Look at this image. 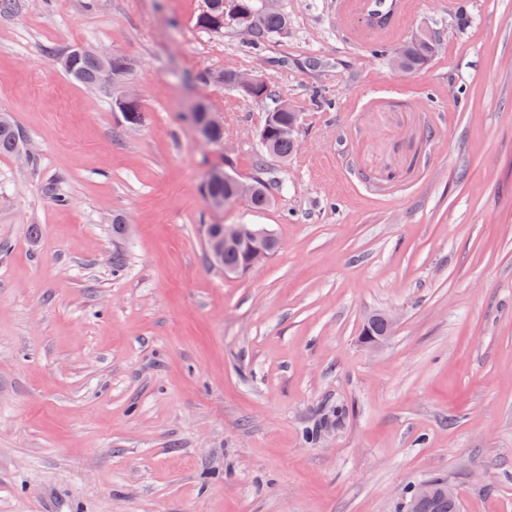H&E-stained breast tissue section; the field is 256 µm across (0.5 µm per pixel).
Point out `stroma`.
<instances>
[{"instance_id":"35a3bbf8","label":"stroma","mask_w":512,"mask_h":512,"mask_svg":"<svg viewBox=\"0 0 512 512\" xmlns=\"http://www.w3.org/2000/svg\"><path fill=\"white\" fill-rule=\"evenodd\" d=\"M278 5L288 32L257 49L201 29L203 0L0 11L24 138L0 155V512H396L434 477L462 512H512V0H420L405 37L440 41L412 72L367 25L347 44L336 0ZM74 46L134 62L139 127L64 76ZM224 70L299 111L288 160L260 152L269 101ZM226 162L264 171L274 205L212 209ZM207 224L279 249L225 274ZM376 314L395 324L373 351Z\"/></svg>"}]
</instances>
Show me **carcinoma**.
<instances>
[{"label": "carcinoma", "instance_id": "cac0c4a2", "mask_svg": "<svg viewBox=\"0 0 512 512\" xmlns=\"http://www.w3.org/2000/svg\"><path fill=\"white\" fill-rule=\"evenodd\" d=\"M205 9L199 15L197 24L210 32L224 31V24L230 21L238 26L240 22L251 25L250 43L261 45L275 36L288 32V15L280 9L267 11L259 9V0H204ZM436 40L425 38V45L415 53L402 58V66L406 71H414L424 66L432 57V46ZM133 69L130 59L114 55L108 64L102 63L98 57L89 51L82 53L76 61L74 69H64L67 77L77 84L91 83L99 80L109 71L121 80H128ZM298 115L286 100H281L270 109L265 117L264 125L270 128V135L264 145L263 152L281 160L288 159L296 146L294 137L288 135V125ZM23 135L15 122L7 118L0 121V154L11 155L22 145ZM255 192L249 199V207L254 211L266 210L270 207L273 195L266 181L257 176L253 180ZM248 253L243 246L224 248V263L226 269L236 268L245 264ZM390 336V327L386 317L376 315L368 320L363 329L361 339H372L383 342ZM435 495L430 500L417 505V512H460L458 497L448 495V481L432 480Z\"/></svg>", "mask_w": 512, "mask_h": 512}]
</instances>
